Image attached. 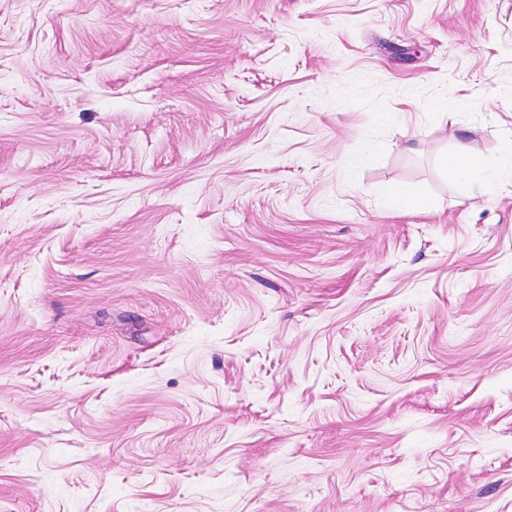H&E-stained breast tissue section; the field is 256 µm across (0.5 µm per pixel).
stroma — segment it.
I'll list each match as a JSON object with an SVG mask.
<instances>
[{
    "mask_svg": "<svg viewBox=\"0 0 512 512\" xmlns=\"http://www.w3.org/2000/svg\"><path fill=\"white\" fill-rule=\"evenodd\" d=\"M511 144L512 0H0V512H512Z\"/></svg>",
    "mask_w": 512,
    "mask_h": 512,
    "instance_id": "1",
    "label": "stroma"
}]
</instances>
